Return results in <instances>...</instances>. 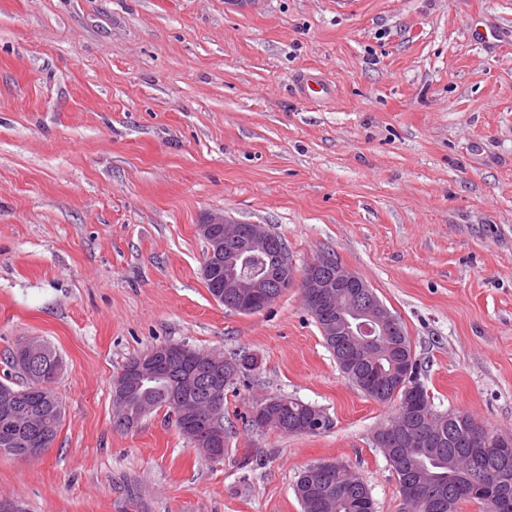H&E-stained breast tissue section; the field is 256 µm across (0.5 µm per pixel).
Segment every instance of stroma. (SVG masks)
I'll list each match as a JSON object with an SVG mask.
<instances>
[{
  "instance_id": "stroma-1",
  "label": "stroma",
  "mask_w": 512,
  "mask_h": 512,
  "mask_svg": "<svg viewBox=\"0 0 512 512\" xmlns=\"http://www.w3.org/2000/svg\"><path fill=\"white\" fill-rule=\"evenodd\" d=\"M327 83L318 100L306 74ZM212 213L328 253L400 321L437 409L512 435V0H0V380L54 348L51 447L0 455L22 512H302L338 463L408 512L375 435L396 412L340 372L298 288L229 311L202 276ZM164 344L256 357L212 461L160 410L112 427V381ZM299 399L317 434L248 426ZM260 456L256 471L241 465Z\"/></svg>"
}]
</instances>
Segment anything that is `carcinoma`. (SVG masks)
I'll list each match as a JSON object with an SVG mask.
<instances>
[{"instance_id": "carcinoma-1", "label": "carcinoma", "mask_w": 512, "mask_h": 512, "mask_svg": "<svg viewBox=\"0 0 512 512\" xmlns=\"http://www.w3.org/2000/svg\"><path fill=\"white\" fill-rule=\"evenodd\" d=\"M211 295L230 311H237L239 293L224 287V271L216 270L206 281ZM327 346L336 352V363L344 376L370 398L390 402L397 398L395 364L417 367L411 342L402 327L383 338L382 350L370 359L364 350L346 336H330L320 326ZM196 364L179 358L168 361L167 377L160 382L144 380L128 386L129 397L114 406L112 426L123 432L131 429L144 416L166 408L182 427L180 415L193 418L198 433L213 437L196 444L197 450L210 458L216 452L226 454L231 430L224 425V410L217 416L207 411L215 392H228L245 371L257 364L254 357L223 356L196 350ZM9 387L20 400L13 418L0 415V455L19 456L15 447L20 438L38 439L52 444L62 417L60 401L47 402L32 387V382L17 388L9 380L0 381V390ZM267 413L259 418L249 415L248 425L282 433L316 434L328 427L326 417L314 415L313 406L299 399L279 396L264 400ZM388 423L397 429L383 445L386 460L395 473L400 493L417 512L424 504L442 497L443 512H460L464 502H476L482 512H512V452L495 455L491 449L501 438L490 435L473 418L459 411L440 412L428 393L418 396L402 418L392 416ZM295 494L302 512H367L373 508L367 484L344 465L330 464L321 474L305 469L295 484Z\"/></svg>"}]
</instances>
